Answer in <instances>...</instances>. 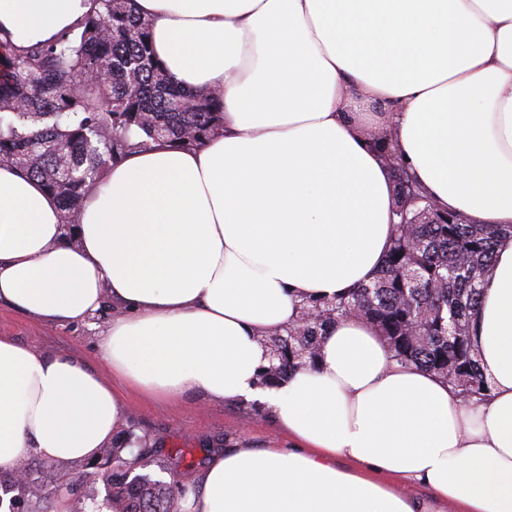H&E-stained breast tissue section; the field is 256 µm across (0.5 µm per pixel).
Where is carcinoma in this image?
I'll return each mask as SVG.
<instances>
[{"instance_id": "obj_1", "label": "carcinoma", "mask_w": 512, "mask_h": 512, "mask_svg": "<svg viewBox=\"0 0 512 512\" xmlns=\"http://www.w3.org/2000/svg\"><path fill=\"white\" fill-rule=\"evenodd\" d=\"M102 11L76 33L27 52L0 44V164L39 180L59 204L64 223L81 207L103 170L129 150L160 139L201 145L222 126L223 102L174 82L156 59L150 24L134 13L133 0H101ZM193 101L190 109L178 102ZM140 140L132 141V135ZM424 207H407L414 224H393L382 266L367 284L334 300H309L315 317L291 326L288 354L262 374L274 382L313 365L321 336L349 316L368 320L385 341L390 359L425 369L463 400L488 399L490 383L474 344L471 312L496 249L512 240V226L425 224ZM138 468L112 475L104 486L124 512H173L183 488L152 478L149 450L140 449ZM67 481L80 512H88L93 484L87 472L67 478L66 466L51 465L29 483L0 479V505L12 494L9 512H54L58 483Z\"/></svg>"}]
</instances>
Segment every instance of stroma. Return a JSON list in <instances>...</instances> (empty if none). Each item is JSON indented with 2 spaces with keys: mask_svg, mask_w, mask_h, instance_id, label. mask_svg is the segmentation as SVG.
<instances>
[{
  "mask_svg": "<svg viewBox=\"0 0 512 512\" xmlns=\"http://www.w3.org/2000/svg\"><path fill=\"white\" fill-rule=\"evenodd\" d=\"M0 334L23 345L83 357L100 372H107L95 349L92 330L83 325H47L0 305ZM127 426L145 436L155 457L152 472L164 480L187 484L198 479L211 455L241 442L254 448L285 444L266 408L236 399L221 403L187 393L168 405L129 395Z\"/></svg>",
  "mask_w": 512,
  "mask_h": 512,
  "instance_id": "stroma-1",
  "label": "stroma"
}]
</instances>
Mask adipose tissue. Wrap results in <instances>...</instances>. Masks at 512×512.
<instances>
[{
    "mask_svg": "<svg viewBox=\"0 0 512 512\" xmlns=\"http://www.w3.org/2000/svg\"><path fill=\"white\" fill-rule=\"evenodd\" d=\"M99 0H0V41L54 42ZM156 57L219 97L203 145L135 148L73 217L0 164V303L49 324L114 313L111 370L0 336V475L29 456L95 459L125 395L195 391L268 408L284 448L237 445L190 484L191 512H512V241L473 321L486 401L391 361L364 319L331 326L316 366L261 385L263 335L301 304L369 282L396 220L395 148L435 203L512 225V0H135ZM429 491L424 500L409 485Z\"/></svg>",
    "mask_w": 512,
    "mask_h": 512,
    "instance_id": "adipose-tissue-1",
    "label": "adipose tissue"
}]
</instances>
